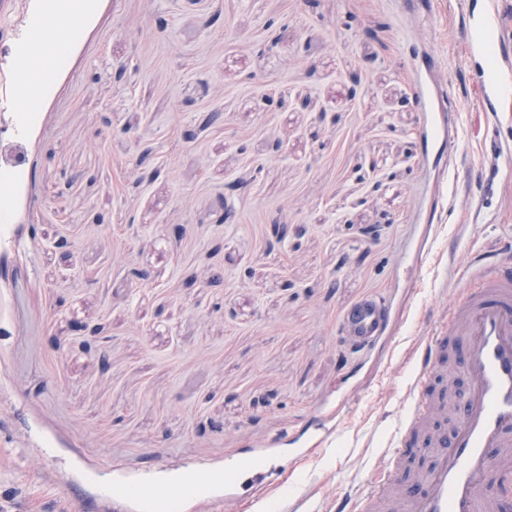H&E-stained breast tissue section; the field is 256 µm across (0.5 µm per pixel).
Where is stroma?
I'll return each instance as SVG.
<instances>
[{
    "label": "stroma",
    "mask_w": 512,
    "mask_h": 512,
    "mask_svg": "<svg viewBox=\"0 0 512 512\" xmlns=\"http://www.w3.org/2000/svg\"><path fill=\"white\" fill-rule=\"evenodd\" d=\"M1 11L0 114L36 16ZM472 23L461 0H98L34 134L0 130L26 173L0 512H259L298 488L323 512L371 477L412 346L512 238V95L485 106ZM366 300L385 317L357 345ZM246 458L267 483L225 489ZM381 320V311L375 302H364L350 311L346 318L349 338L355 342H364L377 331Z\"/></svg>",
    "instance_id": "stroma-1"
}]
</instances>
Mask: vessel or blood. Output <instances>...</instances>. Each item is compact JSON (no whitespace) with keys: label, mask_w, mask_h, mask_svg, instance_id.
Here are the masks:
<instances>
[{"label":"vessel or blood","mask_w":512,"mask_h":512,"mask_svg":"<svg viewBox=\"0 0 512 512\" xmlns=\"http://www.w3.org/2000/svg\"><path fill=\"white\" fill-rule=\"evenodd\" d=\"M497 25L496 15L480 16L468 53L485 52L484 32ZM511 93L506 61L486 102ZM380 320L378 304L358 305L346 318L350 339L368 340ZM413 355L384 444L385 476L331 497L328 512H500L480 489L493 468L512 479V262L468 272L460 299Z\"/></svg>","instance_id":"obj_1"}]
</instances>
